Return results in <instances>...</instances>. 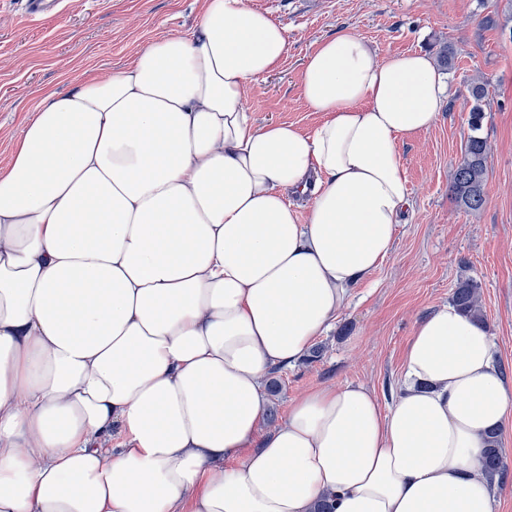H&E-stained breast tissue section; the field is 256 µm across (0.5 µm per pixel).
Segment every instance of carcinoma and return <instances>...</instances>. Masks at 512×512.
<instances>
[{"instance_id":"obj_1","label":"carcinoma","mask_w":512,"mask_h":512,"mask_svg":"<svg viewBox=\"0 0 512 512\" xmlns=\"http://www.w3.org/2000/svg\"><path fill=\"white\" fill-rule=\"evenodd\" d=\"M468 94L473 101L468 118L470 134L464 145L462 161L454 172L448 192L465 209L477 211L486 201L488 144L487 138L483 136V126L484 102L488 96L487 83H472L468 87ZM450 302L461 313L478 320L482 319L479 306V284L474 279L466 277L458 280L452 291ZM500 443V433L494 432L489 436L483 472L491 479L500 475L504 469Z\"/></svg>"}]
</instances>
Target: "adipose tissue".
Returning a JSON list of instances; mask_svg holds the SVG:
<instances>
[{
  "instance_id": "1",
  "label": "adipose tissue",
  "mask_w": 512,
  "mask_h": 512,
  "mask_svg": "<svg viewBox=\"0 0 512 512\" xmlns=\"http://www.w3.org/2000/svg\"><path fill=\"white\" fill-rule=\"evenodd\" d=\"M287 49L245 0H205L190 37L24 125L0 168V512H496L512 387L455 306L417 323L391 407L322 387L258 432L271 370L389 256L399 144L447 92L427 54L343 33L302 72L323 121L256 124L245 91ZM502 453H501V448ZM505 468H504V462ZM504 469V470H503ZM503 471V474L500 475ZM484 474L491 480L498 479L497 512H512V409L507 415L501 431L492 433L488 438L487 456L483 468Z\"/></svg>"
}]
</instances>
